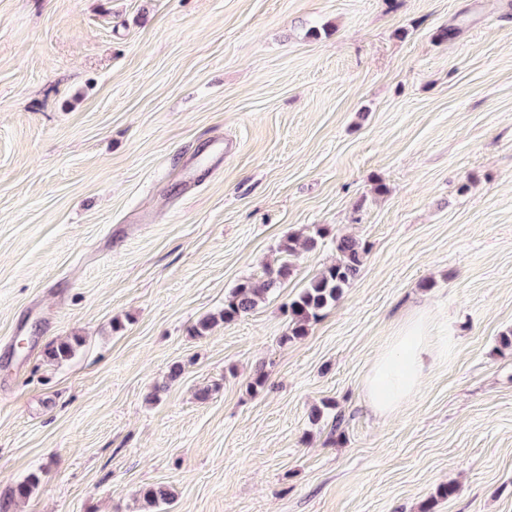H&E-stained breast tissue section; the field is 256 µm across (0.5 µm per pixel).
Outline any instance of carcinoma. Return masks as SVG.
<instances>
[{"mask_svg": "<svg viewBox=\"0 0 512 512\" xmlns=\"http://www.w3.org/2000/svg\"><path fill=\"white\" fill-rule=\"evenodd\" d=\"M298 239V235L290 234L281 240L278 252L284 255V259L277 266L266 268L264 283L257 286L250 280L239 282L224 297V308L218 314L206 316L197 323L194 328L196 335H204L220 321L230 323L248 314L258 306L266 293L288 281L294 274L293 259L298 256ZM334 243L338 253L336 261L319 270L300 293L284 306V313L288 316V332L280 338L281 343H292L306 336L309 326L321 319L324 311L342 298L345 289L359 275L367 252L366 246L346 235L336 236ZM80 344L77 337L60 342L48 348L45 356L54 362L67 360ZM39 484L40 476L32 473L16 486L14 493L19 498H27ZM174 498L173 491L165 486L150 485L140 492L144 512H157L161 506L173 503Z\"/></svg>", "mask_w": 512, "mask_h": 512, "instance_id": "carcinoma-1", "label": "carcinoma"}]
</instances>
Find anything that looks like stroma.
Listing matches in <instances>:
<instances>
[{"label":"stroma","instance_id":"35a3bbf8","mask_svg":"<svg viewBox=\"0 0 512 512\" xmlns=\"http://www.w3.org/2000/svg\"><path fill=\"white\" fill-rule=\"evenodd\" d=\"M318 225L368 252L305 337L331 237L193 334ZM419 313L448 357L379 416ZM511 329L512 0H0V512H512ZM297 234H289L281 240L278 252L284 255L280 263L275 267H266V280L262 286H256L250 280H242L224 297V308L217 315H209L201 319L194 328L197 336L204 335L219 321L230 323L243 315L253 311L264 299V295L275 288H280L282 283L294 274V257L298 256ZM175 494L169 487L146 486L141 489L140 500L145 505L144 512H157L162 505L173 503Z\"/></svg>","mask_w":512,"mask_h":512}]
</instances>
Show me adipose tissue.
<instances>
[{
    "label": "adipose tissue",
    "mask_w": 512,
    "mask_h": 512,
    "mask_svg": "<svg viewBox=\"0 0 512 512\" xmlns=\"http://www.w3.org/2000/svg\"><path fill=\"white\" fill-rule=\"evenodd\" d=\"M447 354V343L433 339L428 318L421 314L411 318L366 376V398L374 412L386 415L402 407L416 394L435 361Z\"/></svg>",
    "instance_id": "obj_1"
}]
</instances>
